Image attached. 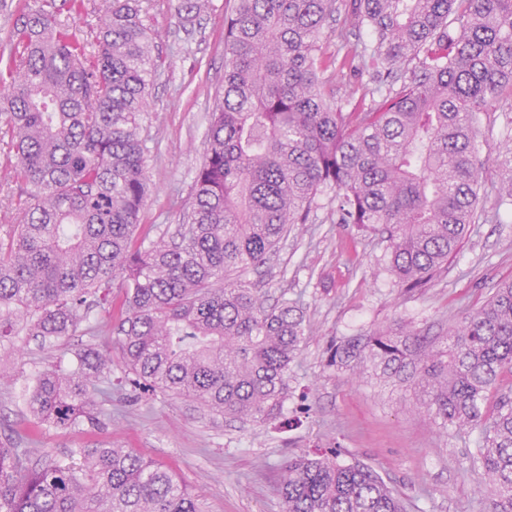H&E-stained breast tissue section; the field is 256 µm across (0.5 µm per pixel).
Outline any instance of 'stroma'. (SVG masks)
I'll list each match as a JSON object with an SVG mask.
<instances>
[{"instance_id": "stroma-1", "label": "stroma", "mask_w": 512, "mask_h": 512, "mask_svg": "<svg viewBox=\"0 0 512 512\" xmlns=\"http://www.w3.org/2000/svg\"><path fill=\"white\" fill-rule=\"evenodd\" d=\"M229 0H209L194 25L182 27L171 0H145L142 19L162 59L144 117L147 159L156 187L139 215L151 239L173 235L191 201L203 161L213 96L224 85V16ZM336 14L322 40L323 77L345 112L365 108L373 71L334 69L351 48L370 45ZM484 162L482 216L447 271L419 294L402 292L385 270L387 250L374 235L336 221L334 191L317 199L309 223L289 235L270 262L251 274L266 298L302 307L308 331L288 371L289 396L281 418L245 424L195 407L168 393L131 386L115 344L116 312L98 308L94 333L85 328L51 347L27 337L0 348V444L32 420L22 392L39 373L64 366L92 345L112 358V400L102 427L43 429L38 447L56 455L98 442L130 448L172 469L200 496L207 512H283L277 485L289 459L317 448L346 463L371 466L405 502L407 512H487L485 479L473 464L477 431L439 429L415 414L416 397L400 386L328 363L331 341L378 325L408 323L427 336L480 306L512 279V209L498 204L500 163L512 146V106L477 113Z\"/></svg>"}]
</instances>
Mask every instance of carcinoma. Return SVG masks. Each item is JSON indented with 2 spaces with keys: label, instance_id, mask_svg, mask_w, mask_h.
<instances>
[{
  "label": "carcinoma",
  "instance_id": "carcinoma-1",
  "mask_svg": "<svg viewBox=\"0 0 512 512\" xmlns=\"http://www.w3.org/2000/svg\"><path fill=\"white\" fill-rule=\"evenodd\" d=\"M208 0H172L191 24ZM372 38L358 64L387 86L344 112L320 77L333 14ZM56 0L25 4L0 70V141L29 201L0 237V347L22 332L53 344L122 294L115 343L128 381L241 422L276 421L306 335L297 303L266 305L246 275L288 229L336 192V220L387 242V270L408 293L431 287L482 216L478 112L512 98V0H234L224 18V86L205 160L175 236L144 246L136 231L153 185L143 119L161 58L143 0H109L95 51L57 20ZM458 23L448 34V17ZM400 84L388 81L404 70ZM501 204H512V152ZM109 360L38 375L27 407L40 426L101 423L93 377ZM338 370L364 369L421 394L440 429L480 431L474 464L489 512H512V390L492 417L487 394L512 374V280L464 312L446 336L379 325L330 347ZM283 512H404L376 472L334 452L303 453L279 487ZM0 512H204L168 469L96 445L64 458L0 447Z\"/></svg>",
  "mask_w": 512,
  "mask_h": 512
}]
</instances>
